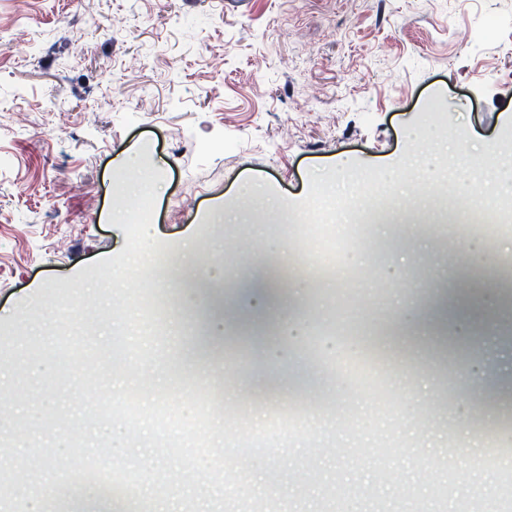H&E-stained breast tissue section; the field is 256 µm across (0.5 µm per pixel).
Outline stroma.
I'll return each mask as SVG.
<instances>
[{
    "instance_id": "obj_1",
    "label": "stroma",
    "mask_w": 512,
    "mask_h": 512,
    "mask_svg": "<svg viewBox=\"0 0 512 512\" xmlns=\"http://www.w3.org/2000/svg\"><path fill=\"white\" fill-rule=\"evenodd\" d=\"M474 169L453 182V152ZM417 155L411 205L433 206L512 168V0H0V512H64L111 494L118 512L164 500L65 462L37 471L35 435L83 421L74 371L210 405L224 429L308 426L299 450L237 456L268 512H462L512 483V308L455 351L410 327L452 270L488 256L512 283V223L380 224L386 170ZM335 281L299 227L342 179ZM146 207L135 222L133 211ZM152 266L128 273V257ZM279 267L302 335L205 348L201 301L172 282ZM221 372L204 373L213 361ZM279 391L265 392L269 381ZM473 419L460 429L459 407Z\"/></svg>"
}]
</instances>
